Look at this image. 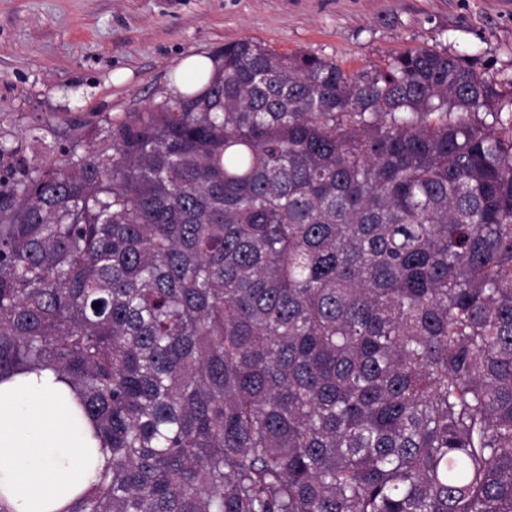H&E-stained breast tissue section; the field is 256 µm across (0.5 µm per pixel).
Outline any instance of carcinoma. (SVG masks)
<instances>
[{
    "instance_id": "1",
    "label": "carcinoma",
    "mask_w": 512,
    "mask_h": 512,
    "mask_svg": "<svg viewBox=\"0 0 512 512\" xmlns=\"http://www.w3.org/2000/svg\"><path fill=\"white\" fill-rule=\"evenodd\" d=\"M192 78L0 143V379L56 370L110 454L67 512H512V88L250 38Z\"/></svg>"
}]
</instances>
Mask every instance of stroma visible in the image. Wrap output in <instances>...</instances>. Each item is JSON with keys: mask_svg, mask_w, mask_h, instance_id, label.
Segmentation results:
<instances>
[{"mask_svg": "<svg viewBox=\"0 0 512 512\" xmlns=\"http://www.w3.org/2000/svg\"><path fill=\"white\" fill-rule=\"evenodd\" d=\"M243 37L358 73L409 48L512 78V0H0V142L51 161L172 102L192 54Z\"/></svg>", "mask_w": 512, "mask_h": 512, "instance_id": "obj_1", "label": "stroma"}]
</instances>
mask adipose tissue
Listing matches in <instances>:
<instances>
[{
	"label": "adipose tissue",
	"mask_w": 512,
	"mask_h": 512,
	"mask_svg": "<svg viewBox=\"0 0 512 512\" xmlns=\"http://www.w3.org/2000/svg\"><path fill=\"white\" fill-rule=\"evenodd\" d=\"M108 455L52 369L0 380V499L12 512H66Z\"/></svg>",
	"instance_id": "1"
}]
</instances>
